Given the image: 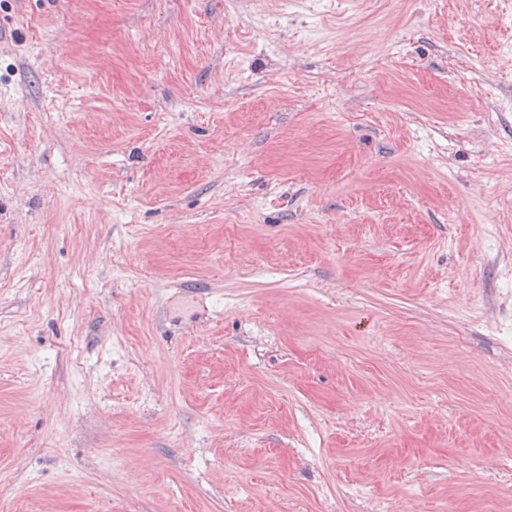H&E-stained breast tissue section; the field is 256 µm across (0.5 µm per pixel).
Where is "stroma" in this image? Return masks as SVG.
I'll return each mask as SVG.
<instances>
[{
    "label": "stroma",
    "mask_w": 512,
    "mask_h": 512,
    "mask_svg": "<svg viewBox=\"0 0 512 512\" xmlns=\"http://www.w3.org/2000/svg\"><path fill=\"white\" fill-rule=\"evenodd\" d=\"M0 512H512V0H0Z\"/></svg>",
    "instance_id": "obj_1"
}]
</instances>
